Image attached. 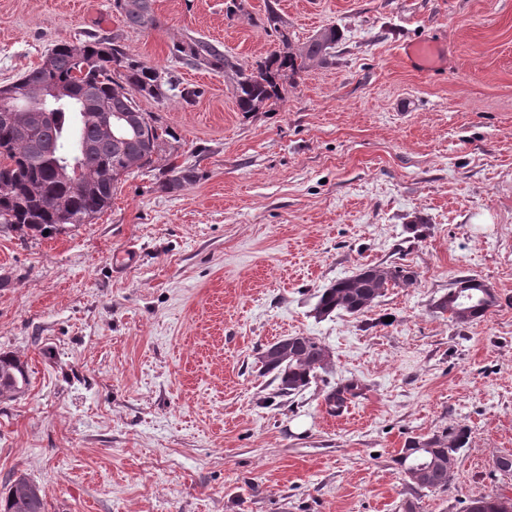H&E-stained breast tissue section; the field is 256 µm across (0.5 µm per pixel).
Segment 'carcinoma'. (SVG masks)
Masks as SVG:
<instances>
[{"mask_svg": "<svg viewBox=\"0 0 512 512\" xmlns=\"http://www.w3.org/2000/svg\"><path fill=\"white\" fill-rule=\"evenodd\" d=\"M155 0H113L122 23L134 29H156L160 20ZM265 27L278 39V48L250 68L242 67L221 46L208 39L190 38L174 46L182 63L224 75L231 83L239 111L274 112L284 101L287 86L315 65H325L341 40L340 30L324 28L304 43L295 44L288 25L267 2ZM163 69L125 51L104 37L78 44L62 41L47 52V60L0 86V111L11 120L0 122V220L24 235L52 237L68 225L89 224L111 208L123 177L150 169L174 138L142 107L159 101L158 81L175 90ZM166 190L196 182L195 169L169 168ZM417 276L399 266L369 265L322 289L313 308L317 318L333 313L359 316L391 287L409 288ZM496 306L484 296L478 279L463 276L433 305L466 325L483 318ZM331 351L307 336L288 346L279 362L259 366L277 381V395L295 396L320 371L332 367ZM29 385L28 367L17 355L0 352V397L14 398ZM357 384L343 383L326 397L338 410L357 396ZM468 440L462 425L448 432L408 443L394 462L406 479L415 467L427 473L424 489L444 491L457 458ZM0 512H47L41 486L21 473L0 494Z\"/></svg>", "mask_w": 512, "mask_h": 512, "instance_id": "carcinoma-1", "label": "carcinoma"}]
</instances>
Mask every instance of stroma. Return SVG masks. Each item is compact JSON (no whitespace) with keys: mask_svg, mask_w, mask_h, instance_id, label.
I'll return each mask as SVG.
<instances>
[{"mask_svg":"<svg viewBox=\"0 0 512 512\" xmlns=\"http://www.w3.org/2000/svg\"><path fill=\"white\" fill-rule=\"evenodd\" d=\"M226 0H156L154 30L112 0H0V85L62 41L113 37L198 89L146 102L176 135L104 214L51 238L0 232V351L30 385L0 398V490L20 473L48 512H465L512 498V0H277L295 42L336 26L331 64L274 112H238L223 75L178 62L202 37L244 67L274 49ZM439 42L438 68L404 48ZM192 167L166 191L161 171ZM424 225L421 236L410 233ZM137 257L112 270L120 252ZM399 265L358 317L313 314L362 267ZM473 276L498 297L461 326L434 301ZM312 336L333 355L299 395L260 349ZM362 388L340 411L328 392ZM468 430L448 488L409 486L408 442Z\"/></svg>","mask_w":512,"mask_h":512,"instance_id":"stroma-1","label":"stroma"}]
</instances>
